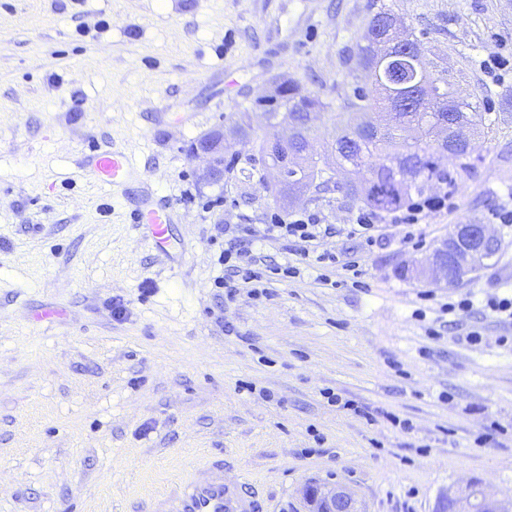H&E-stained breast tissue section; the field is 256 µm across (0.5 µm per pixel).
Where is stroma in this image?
<instances>
[{
  "mask_svg": "<svg viewBox=\"0 0 512 512\" xmlns=\"http://www.w3.org/2000/svg\"><path fill=\"white\" fill-rule=\"evenodd\" d=\"M382 4L482 98L468 172L412 238L386 224L369 249L349 233L363 202L306 201L335 228L321 250L361 275L262 242L299 276L225 302L224 225L281 202L259 171L203 179L191 143L284 76L330 101L323 152ZM93 149L127 151L143 181L90 182ZM145 191L174 208L170 255L130 220ZM510 208L512 0H0V512H148L218 452L264 512H305L313 482L361 512H437L472 482L512 498V318L486 306L512 290V223L494 218ZM473 221L498 254L451 286L417 278ZM466 292L470 310L443 312Z\"/></svg>",
  "mask_w": 512,
  "mask_h": 512,
  "instance_id": "35a3bbf8",
  "label": "stroma"
}]
</instances>
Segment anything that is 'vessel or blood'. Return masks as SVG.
I'll list each match as a JSON object with an SVG mask.
<instances>
[{
  "mask_svg": "<svg viewBox=\"0 0 512 512\" xmlns=\"http://www.w3.org/2000/svg\"><path fill=\"white\" fill-rule=\"evenodd\" d=\"M85 166L100 184L112 190L124 188L132 179L135 168L122 150L90 155ZM132 221L145 229L157 244H165L170 232L171 213L164 205H143L134 209ZM256 495L240 481L224 477V457L216 454L197 469L185 482L159 496L154 512H262Z\"/></svg>",
  "mask_w": 512,
  "mask_h": 512,
  "instance_id": "1",
  "label": "vessel or blood"
}]
</instances>
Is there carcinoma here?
I'll return each mask as SVG.
<instances>
[{
	"label": "carcinoma",
	"mask_w": 512,
	"mask_h": 512,
	"mask_svg": "<svg viewBox=\"0 0 512 512\" xmlns=\"http://www.w3.org/2000/svg\"><path fill=\"white\" fill-rule=\"evenodd\" d=\"M391 14L392 9L380 6L367 21L363 40L356 43L352 59L355 68L365 72L367 81L355 84L351 107L363 116L387 112L392 122L368 120L354 125L352 113L338 112L336 123L344 125L342 134L331 153L316 158L308 150V133L314 120L324 117L326 103L317 96L302 94L296 82L282 80L267 100L269 123L260 141L253 139L251 125L244 121L250 108L240 111L237 132L249 148L224 158V172L249 178L256 167L266 170L277 163L280 156L270 153L267 144L276 124L284 118L296 127L288 147L297 160L292 178L276 188L285 205L303 195L315 197L323 192L342 191L374 210L388 212L405 205L413 195L423 194L426 183L452 180L450 173L436 166L437 153L446 151L448 158L456 160V174L467 172L475 138L484 134L489 115L478 100H458L455 83L448 81V70L434 71L431 50L418 36L409 34L406 40L420 46V58L392 67L382 61L381 45L399 38L388 25ZM450 112L463 119L471 139L461 141L446 133L442 119ZM333 167L364 171L366 176L360 183H340L329 174Z\"/></svg>",
	"instance_id": "carcinoma-1"
}]
</instances>
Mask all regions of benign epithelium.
<instances>
[{
	"label": "benign epithelium",
	"mask_w": 512,
	"mask_h": 512,
	"mask_svg": "<svg viewBox=\"0 0 512 512\" xmlns=\"http://www.w3.org/2000/svg\"><path fill=\"white\" fill-rule=\"evenodd\" d=\"M195 156L206 161L204 177L219 175L217 156L210 149L197 148ZM500 240L488 233L482 223L459 224L455 232L431 254L428 262L417 270V276H431L435 282L455 284L464 276L492 258L499 250ZM301 496L309 504L307 512H359L356 499L342 486L324 488L304 485ZM439 512H512V499H499L487 495L478 482L465 489L446 494Z\"/></svg>",
	"instance_id": "1"
}]
</instances>
